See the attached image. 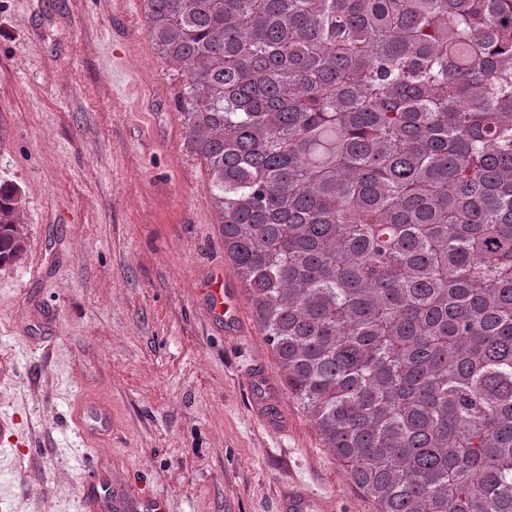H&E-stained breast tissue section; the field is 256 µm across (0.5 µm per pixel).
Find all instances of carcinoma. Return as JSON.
<instances>
[{
	"instance_id": "obj_1",
	"label": "carcinoma",
	"mask_w": 512,
	"mask_h": 512,
	"mask_svg": "<svg viewBox=\"0 0 512 512\" xmlns=\"http://www.w3.org/2000/svg\"><path fill=\"white\" fill-rule=\"evenodd\" d=\"M288 393L374 512H512V0H145ZM0 188V264L22 259Z\"/></svg>"
}]
</instances>
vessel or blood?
<instances>
[{"label": "vessel or blood", "instance_id": "vessel-or-blood-1", "mask_svg": "<svg viewBox=\"0 0 512 512\" xmlns=\"http://www.w3.org/2000/svg\"><path fill=\"white\" fill-rule=\"evenodd\" d=\"M206 293L213 325L225 328L228 334H236L239 308L236 291L222 287L215 281ZM249 381L255 396V412L263 419H272L273 407L262 393L266 382L264 368L254 366ZM73 420L80 433L95 444H102L112 438V413L106 406L90 400L82 401ZM83 487V512H165V504L160 498H128L124 490L113 483L111 473L96 463L87 470ZM316 509V498L299 482L289 488L278 505V512H316Z\"/></svg>", "mask_w": 512, "mask_h": 512}]
</instances>
